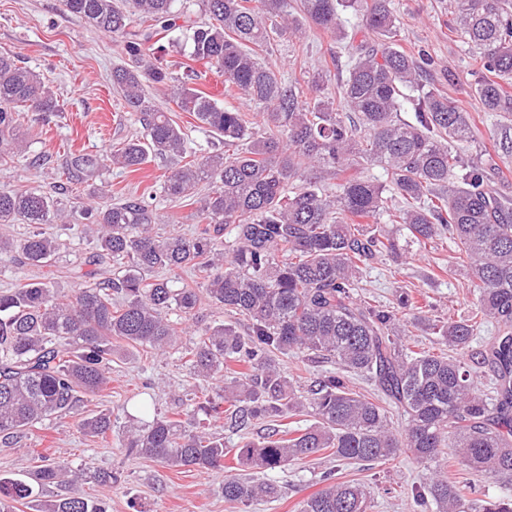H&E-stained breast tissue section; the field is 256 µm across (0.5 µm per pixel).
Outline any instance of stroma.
Segmentation results:
<instances>
[{"mask_svg": "<svg viewBox=\"0 0 512 512\" xmlns=\"http://www.w3.org/2000/svg\"><path fill=\"white\" fill-rule=\"evenodd\" d=\"M400 24V39L405 50L427 51L439 69L453 81L443 91L467 111L475 122L472 140L459 144L465 155L494 157L500 177L492 188L512 196V156H502L498 148L500 122L496 113L484 111L473 89L485 72L480 60L454 30L449 0H393ZM161 60L175 76L186 68L197 73L196 86L224 104L255 119L257 108L240 91L225 94L217 88V75L203 63H189L170 38H163ZM355 43H339L322 30L308 32L302 43L275 39L260 50V57L280 71L284 78H300L302 71L319 68L331 80L344 79V63L354 53ZM0 53L18 56L23 65L40 72L58 103L51 113L26 111L24 125L34 127L37 136L25 156L0 165V186L35 188L57 199L70 213L66 224L48 225V232L59 235L69 249L54 269L58 287H81L73 269L89 256L92 246L81 234L79 216L83 204L97 197L118 199L150 196L160 215L158 235L176 232L192 236L199 225L197 205L167 198L161 190L168 164L154 161L136 173L110 167L93 184L67 183L64 163L75 151L103 154L139 135L142 129L132 113L126 112L121 92L112 85V69L124 64L121 45L111 35L89 27L81 18L64 11L61 0H0ZM155 104L185 131L196 155L211 151L214 137L201 127L193 115L180 111L164 91H152ZM439 278H431L432 270ZM406 290L421 298L426 316L440 320L467 316L473 287L462 275L449 240L412 246L406 263L397 265L385 258L375 259L365 273L364 293L374 305H394L398 291ZM198 381L178 355L156 356L142 349L120 346L112 361V379L89 402L92 410L112 413V433L101 440L85 436L70 417L56 419L33 428L19 442L0 444V477L29 479L42 459L64 462L72 467H91L119 472V485L106 488L86 483L82 490L109 501V512H240L238 505L225 502L222 493L224 473L184 472L158 462L127 455L121 445V431L141 401L152 409L173 414L183 408L182 401ZM337 467L342 481H359L370 490L371 512H413L411 489L419 484L427 469L415 459L400 455L382 466H336L328 455L299 461L275 472L283 483L282 497L255 503L250 512H298V505L320 490V472Z\"/></svg>", "mask_w": 512, "mask_h": 512, "instance_id": "1", "label": "stroma"}]
</instances>
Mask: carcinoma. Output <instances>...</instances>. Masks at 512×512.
<instances>
[{
	"label": "carcinoma",
	"instance_id": "obj_1",
	"mask_svg": "<svg viewBox=\"0 0 512 512\" xmlns=\"http://www.w3.org/2000/svg\"><path fill=\"white\" fill-rule=\"evenodd\" d=\"M178 0H62L65 11L118 40L129 64L112 70V84L142 128L110 155L70 154L68 182H88L106 167L137 172L157 159L170 161L163 182L172 200L198 198L201 226L185 237L153 232L157 216L143 197L85 208V236L94 252L88 269L74 271L90 285L67 293L53 285L63 243L41 230L0 237V252H15L41 277L0 294V442L10 444L38 424L73 415L84 435L105 439L112 413L83 414L84 402L109 382L115 344L165 352L177 345L171 315L196 318L201 295L246 317L247 331L215 323L182 352L191 373L207 380L225 373L223 393H190L185 413L153 414L127 427L130 455L169 467L227 468L224 500L244 506L277 499L283 487L269 473L331 451L341 464L385 462L402 454L421 464L452 460L480 475L512 482V198L491 188L497 164L464 158L449 148L474 136L469 115L437 88L434 61L397 44L391 0H201L198 23ZM455 30L479 56L489 77L475 87L486 112L503 119L501 152L512 154V11L509 0H451ZM360 22L348 33L342 14ZM143 29H134L133 16ZM339 40H359L335 93H324L326 73L303 72L311 96L283 79L255 51L271 39L299 38L304 27ZM188 33L187 58L224 77L260 109L253 124L155 63L160 32ZM165 89L224 142L225 150L186 161V134L151 101L148 88ZM18 107L54 112L58 101L41 74L0 53V160L24 155L31 128ZM415 112L405 121L401 112ZM382 167L383 179L349 176ZM336 182V193L326 185ZM67 219L39 190L0 188V224H57ZM232 257L221 252L224 230ZM448 236L457 264L473 284L470 314L458 320L420 317L408 291L396 305L376 307L359 295L363 268L381 256L401 264L412 244ZM118 266L99 278L98 267ZM203 275L202 285L182 273ZM495 325L497 335L472 348L475 332ZM433 337L439 353L416 351L410 328ZM303 354L331 362L302 395L281 370L279 357ZM492 376L490 393L478 379ZM355 375L373 386L354 389ZM228 404L221 409L220 403ZM406 428L397 430L394 414ZM312 421L283 432L279 422L298 415ZM224 418L241 430L269 423L254 441L228 447L224 436L194 429L198 416ZM233 466H225L227 457ZM118 482L110 471L51 462L39 468V487L66 484L71 492L43 501L40 512H107L84 496L87 480ZM325 487L300 512H370V495L357 482L320 475ZM34 488L0 477V512ZM418 512H467L466 494L439 468L412 491ZM478 512H512V498L478 500Z\"/></svg>",
	"mask_w": 512,
	"mask_h": 512
}]
</instances>
